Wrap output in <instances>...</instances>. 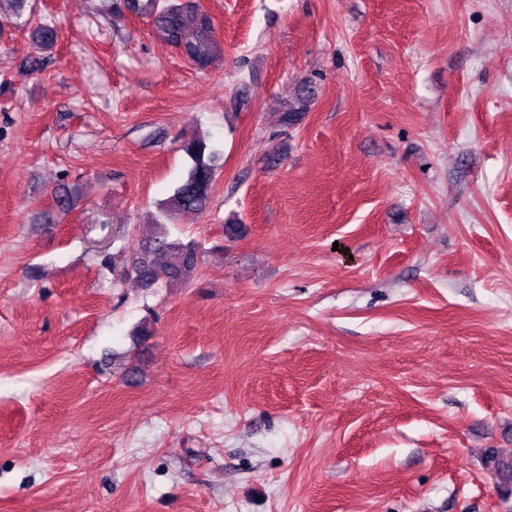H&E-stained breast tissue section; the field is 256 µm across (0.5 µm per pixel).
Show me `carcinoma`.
I'll list each match as a JSON object with an SVG mask.
<instances>
[{
  "label": "carcinoma",
  "instance_id": "obj_1",
  "mask_svg": "<svg viewBox=\"0 0 512 512\" xmlns=\"http://www.w3.org/2000/svg\"><path fill=\"white\" fill-rule=\"evenodd\" d=\"M5 1L12 5V11L9 14L0 11V27L20 18L27 4V0H0V4ZM99 11L115 18L123 17L128 11L152 19L156 32L179 47L201 72L214 66L222 55L221 45L213 34V19L198 0H180L178 3L174 0H100ZM188 17L194 22V34L190 38L185 36ZM57 38V29L52 24L39 21L33 27L32 40L42 48L53 46ZM314 100V88L300 87L294 101L281 114V124L286 128L296 125ZM183 150L192 165L173 194L160 203L161 216L168 220L180 212L206 210L213 192L216 152L210 148L208 138L198 136L186 142ZM152 224L156 232L140 240L128 270L140 286L148 290L190 277L201 258V249L195 240H171L166 224L157 220Z\"/></svg>",
  "mask_w": 512,
  "mask_h": 512
}]
</instances>
